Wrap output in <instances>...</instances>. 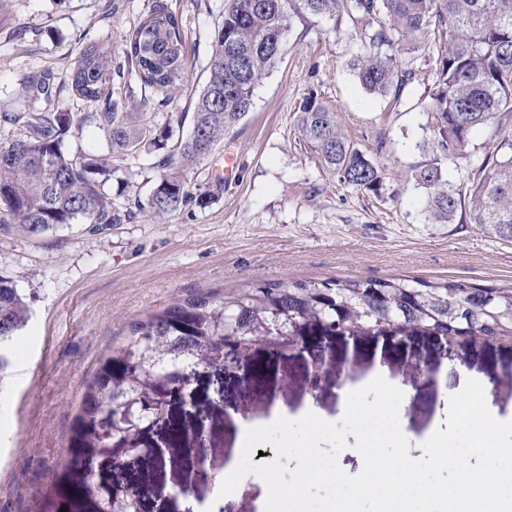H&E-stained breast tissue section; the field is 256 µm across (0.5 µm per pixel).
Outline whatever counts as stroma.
Wrapping results in <instances>:
<instances>
[{
  "mask_svg": "<svg viewBox=\"0 0 512 512\" xmlns=\"http://www.w3.org/2000/svg\"><path fill=\"white\" fill-rule=\"evenodd\" d=\"M151 2L119 0L114 14L110 0H9L0 18V112L19 111L29 76L44 69L65 76L83 44L107 43L113 57H121L126 34ZM165 2L183 19L189 84L200 90L224 0ZM360 32L346 17L293 22L252 109L190 170L192 185L204 187L221 175L225 154L236 156V174L208 206L189 205L164 221L144 213L101 230L68 224L31 235L14 224L0 226V276L11 279L30 306V320L11 341L10 364L0 372V512H29L30 493L46 489L63 465L82 392L100 360L119 345L129 321L171 300L288 277L512 284V242L479 231L465 216L431 223L425 193L412 177L430 154L429 63L416 62L401 101L371 97L349 67L362 48ZM308 93L335 108L345 136L381 167L379 193L340 184L306 153L293 114ZM490 138V129H478L468 158L444 163L450 190L466 193ZM157 176L146 156L132 172L115 173L108 190L122 201H144ZM333 349L325 363L339 373V383H359L380 366L411 388L403 413L412 458H421L420 441L437 421L440 391L457 388L458 366L488 378V407L512 417V343L461 348L451 360L436 357L421 335L408 347L338 339ZM420 362L434 367L433 377H412ZM257 370L268 377L272 400L211 432L213 466L239 461L238 420L268 426L272 403L291 420L310 405L328 421L338 419L339 383H325L312 395L306 355L260 354L240 376L202 377L195 385L198 403L216 404L222 385L244 389Z\"/></svg>",
  "mask_w": 512,
  "mask_h": 512,
  "instance_id": "stroma-1",
  "label": "stroma"
}]
</instances>
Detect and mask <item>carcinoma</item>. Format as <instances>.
I'll use <instances>...</instances> for the list:
<instances>
[{
    "mask_svg": "<svg viewBox=\"0 0 512 512\" xmlns=\"http://www.w3.org/2000/svg\"><path fill=\"white\" fill-rule=\"evenodd\" d=\"M346 15L366 22L363 52L351 62L367 93L401 100L415 76L414 53L434 52L435 81L428 89L432 155L414 169L432 223L450 224L468 210L479 230L512 241V0H225L224 19L212 44L208 79L192 102L187 133L157 129L146 108L163 107L188 76L183 20L157 0L125 39L123 60L110 49L85 44L66 80L50 70L32 75L23 89L27 111L0 113V123H23L24 133L0 143V224L40 234L67 224H129L147 211L164 219L187 205L204 207L223 184L190 186L187 170L205 160L224 134L253 105L256 87L284 50L293 18ZM134 80L135 96H116L114 81ZM68 88L93 111L46 109ZM103 132L109 151L66 154L64 140L85 126ZM294 126L306 152L338 181L376 193L379 167L344 135L336 111L309 96ZM489 127L493 151L474 167L468 197L446 188L443 161L468 157L472 132ZM156 155L159 171L147 203L121 202L106 190L112 174L132 172L141 154ZM29 307L13 282L0 276V367L9 365V341L26 326ZM428 334L444 347L490 339L512 343V284L480 286L463 279L288 278L229 294L178 298L128 323L124 342L102 359L86 386L73 421L63 468L50 500L32 494L33 510L87 512L99 494L100 512H138L132 498L115 501L94 481L99 455L138 454L137 436L157 422L167 425L172 458L197 444L168 417L173 387L205 366L239 354L244 341L293 349L312 333L362 336ZM165 461L141 458L139 487Z\"/></svg>",
    "mask_w": 512,
    "mask_h": 512,
    "instance_id": "carcinoma-1",
    "label": "carcinoma"
}]
</instances>
